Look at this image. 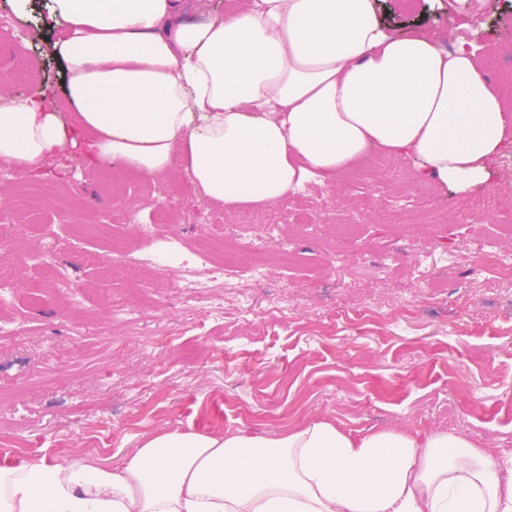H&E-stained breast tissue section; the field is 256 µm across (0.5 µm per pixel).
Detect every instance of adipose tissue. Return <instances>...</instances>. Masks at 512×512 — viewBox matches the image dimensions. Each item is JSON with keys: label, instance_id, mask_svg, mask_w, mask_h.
Here are the masks:
<instances>
[{"label": "adipose tissue", "instance_id": "1", "mask_svg": "<svg viewBox=\"0 0 512 512\" xmlns=\"http://www.w3.org/2000/svg\"><path fill=\"white\" fill-rule=\"evenodd\" d=\"M44 25L63 99L0 96V161L34 175L87 133L97 163L181 168L228 212L373 152L462 192L489 181L512 127L473 49L393 35L372 0H243L208 21L183 0H49ZM0 512H512V450L318 420L279 437L162 429L119 466L0 467Z\"/></svg>", "mask_w": 512, "mask_h": 512}]
</instances>
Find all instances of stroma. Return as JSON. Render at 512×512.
I'll use <instances>...</instances> for the list:
<instances>
[{
  "instance_id": "1",
  "label": "stroma",
  "mask_w": 512,
  "mask_h": 512,
  "mask_svg": "<svg viewBox=\"0 0 512 512\" xmlns=\"http://www.w3.org/2000/svg\"><path fill=\"white\" fill-rule=\"evenodd\" d=\"M474 3L468 43L495 48L512 69V0ZM373 4L394 34L443 47L462 24L448 0H416L410 11L401 0ZM44 14V0H0V93L61 95ZM20 59L33 79L16 80ZM43 170L20 180L0 172V199L45 194L41 223H0V261L14 272L0 311L17 330L0 335V456L79 453L114 467L163 428L276 437L312 419L355 438L447 430L512 449V288L493 277L512 259V141L488 184L464 193L417 179L404 159L357 186L311 183V201L329 193L324 223L274 236L191 184L137 176L114 195L70 154ZM161 201L197 212L196 223L152 224ZM125 212L135 222H122ZM158 238L184 255L233 258L261 241L265 276L241 272L213 312L209 299L164 288L181 265L158 264ZM69 286L81 296L75 312L61 298ZM137 304L134 329L113 326V310Z\"/></svg>"
}]
</instances>
